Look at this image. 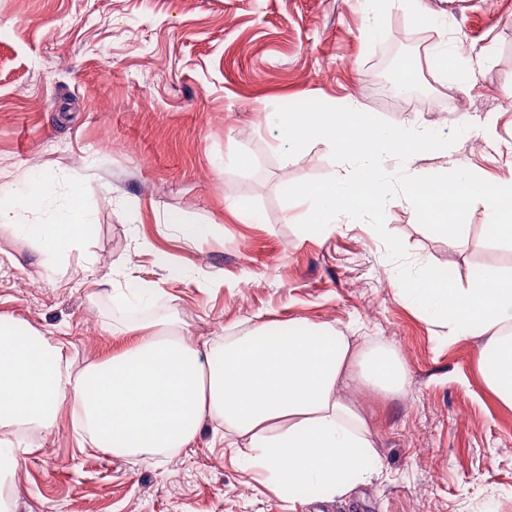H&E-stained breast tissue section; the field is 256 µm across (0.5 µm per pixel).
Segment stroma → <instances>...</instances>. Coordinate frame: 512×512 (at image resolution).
Returning a JSON list of instances; mask_svg holds the SVG:
<instances>
[{"label":"stroma","instance_id":"obj_1","mask_svg":"<svg viewBox=\"0 0 512 512\" xmlns=\"http://www.w3.org/2000/svg\"><path fill=\"white\" fill-rule=\"evenodd\" d=\"M458 46L465 82L428 67L433 49ZM356 99L396 126L467 131L448 154L409 159L413 175L465 162L482 179L512 176V0H0V191L46 173L48 219L62 201L58 172L89 176L93 222L83 257L40 264L31 245L0 229V315L69 342L74 368L120 352L117 328L142 319L116 311L99 282L155 283L161 313L187 335L216 340L295 322L358 331L384 342L408 371L404 394L357 387L382 474L326 503H288L211 445L212 421L179 456L155 465L80 451L60 421L35 440L11 480L14 512H512V409L477 371L482 341L448 338L401 301L397 269L375 230L342 215L300 231L307 205L288 184L346 176L315 141L285 159L275 113L306 100ZM210 225L191 243L165 218ZM387 230L413 264L451 266L468 283L475 265L512 271V250L486 241L474 204L456 246L422 227L403 196ZM183 271L171 278L168 265Z\"/></svg>","mask_w":512,"mask_h":512}]
</instances>
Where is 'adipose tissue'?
<instances>
[{"label": "adipose tissue", "mask_w": 512, "mask_h": 512, "mask_svg": "<svg viewBox=\"0 0 512 512\" xmlns=\"http://www.w3.org/2000/svg\"><path fill=\"white\" fill-rule=\"evenodd\" d=\"M65 205L51 220L17 222L40 200L30 174L0 201V226L43 257L84 251L91 233L86 182L68 178ZM399 298L484 347L477 364L485 385L512 408V274L489 273L460 285L447 265L422 264ZM129 345L73 370L63 339L30 322L0 315V512H12L9 481L26 434H50L62 414L79 429V447L161 462L180 454L204 420L215 442L236 449L246 466L284 499L309 489L329 501L382 472L363 417L342 396L358 382L386 394L404 390L407 373L395 347L379 343L353 353L328 324H286L197 341L177 318L124 325Z\"/></svg>", "instance_id": "1"}]
</instances>
